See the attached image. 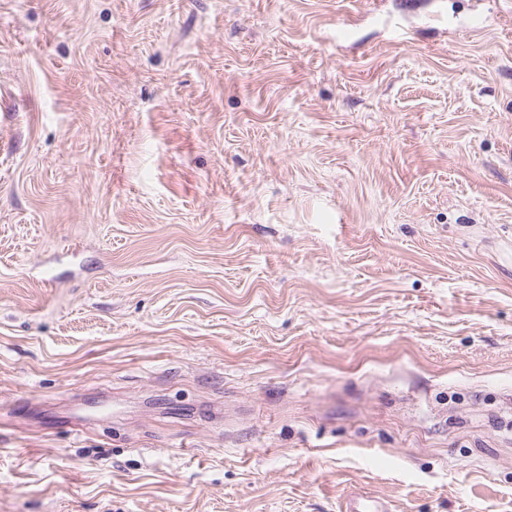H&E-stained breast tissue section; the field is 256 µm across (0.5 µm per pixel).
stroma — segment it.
Wrapping results in <instances>:
<instances>
[{"label": "stroma", "instance_id": "1", "mask_svg": "<svg viewBox=\"0 0 512 512\" xmlns=\"http://www.w3.org/2000/svg\"><path fill=\"white\" fill-rule=\"evenodd\" d=\"M352 492L512 512V0H0V512Z\"/></svg>", "mask_w": 512, "mask_h": 512}]
</instances>
